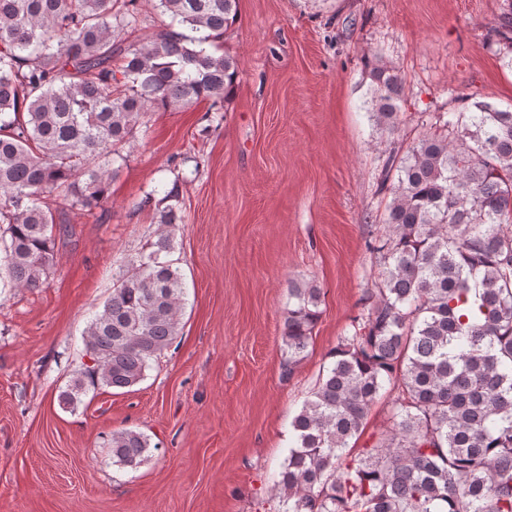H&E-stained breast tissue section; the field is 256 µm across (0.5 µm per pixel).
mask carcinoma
I'll use <instances>...</instances> for the list:
<instances>
[{"instance_id": "1", "label": "carcinoma", "mask_w": 512, "mask_h": 512, "mask_svg": "<svg viewBox=\"0 0 512 512\" xmlns=\"http://www.w3.org/2000/svg\"><path fill=\"white\" fill-rule=\"evenodd\" d=\"M137 0H0V288L34 289L69 235L50 207L103 205L151 109L233 92L236 60L217 54L238 0H155L167 20L116 41ZM490 44L512 58V4ZM367 112L393 131L403 79L368 64ZM390 149L378 191L390 196L374 301L329 354L291 421L273 491L284 512H512V109L489 101L425 120ZM170 237L124 261L83 332L92 361L59 395L67 408L101 388L130 389L178 336L186 288ZM282 344L303 356L321 289H288ZM400 394L391 427L353 452L387 385ZM141 432L112 433V462L148 457Z\"/></svg>"}]
</instances>
